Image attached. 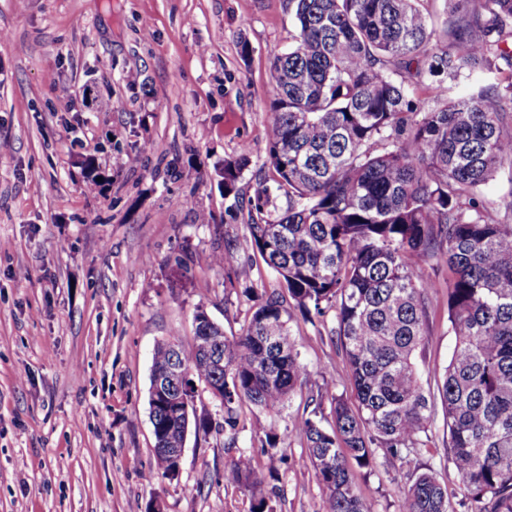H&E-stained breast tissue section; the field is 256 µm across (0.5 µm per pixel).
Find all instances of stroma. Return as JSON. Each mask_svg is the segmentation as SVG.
Instances as JSON below:
<instances>
[{"label": "stroma", "instance_id": "stroma-1", "mask_svg": "<svg viewBox=\"0 0 512 512\" xmlns=\"http://www.w3.org/2000/svg\"><path fill=\"white\" fill-rule=\"evenodd\" d=\"M0 31V512H148L156 500L164 512H248L224 469L268 414L248 410L233 439L188 435L179 478L152 481L149 386L156 345L190 344L196 307L232 336L243 289L276 283L245 225L271 175L266 106L272 58L295 32L288 0H0ZM243 154L225 194L220 170ZM227 249L237 263L214 264ZM422 273L433 289L415 362L431 392L455 338L447 266ZM295 333L310 376L282 426L311 391L352 395L328 328L302 321ZM432 436L421 461L447 484L449 512H470L443 420ZM260 462L278 474L277 512H321L299 443ZM352 475L369 512H400L399 463Z\"/></svg>", "mask_w": 512, "mask_h": 512}]
</instances>
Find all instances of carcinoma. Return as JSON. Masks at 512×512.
Wrapping results in <instances>:
<instances>
[{
	"instance_id": "cac0c4a2",
	"label": "carcinoma",
	"mask_w": 512,
	"mask_h": 512,
	"mask_svg": "<svg viewBox=\"0 0 512 512\" xmlns=\"http://www.w3.org/2000/svg\"><path fill=\"white\" fill-rule=\"evenodd\" d=\"M423 2L289 0L296 35L273 57L267 139L288 206L265 217L272 201L260 186L246 237L279 287L243 292L251 307L240 335L205 324L222 369L196 339L156 346L151 375L181 364L220 391L224 423L150 409L163 432L151 478L167 477V448L185 427L235 433L243 405L281 410L309 376L290 326L296 309L310 322L332 315L354 396L319 390L288 427L307 449L323 512H367L351 468L379 455L404 468L400 512H448V486L418 463L438 403L471 512H512V224L485 197L512 166V0H456L436 41ZM465 71L488 82L458 95ZM434 80V105L418 120L411 88ZM244 165L224 162L225 193ZM438 255L455 346L427 393L415 353L433 284L421 267ZM270 478L244 451L224 469V486L250 493L249 512H275Z\"/></svg>"
}]
</instances>
